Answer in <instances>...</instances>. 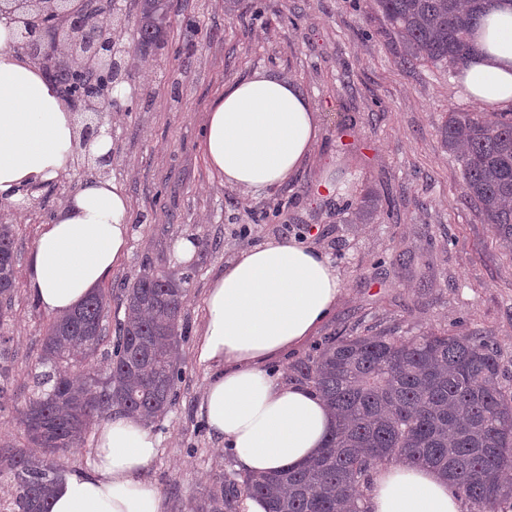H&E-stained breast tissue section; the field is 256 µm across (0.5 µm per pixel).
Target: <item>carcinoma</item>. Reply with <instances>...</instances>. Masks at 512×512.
<instances>
[{
  "label": "carcinoma",
  "instance_id": "1",
  "mask_svg": "<svg viewBox=\"0 0 512 512\" xmlns=\"http://www.w3.org/2000/svg\"><path fill=\"white\" fill-rule=\"evenodd\" d=\"M410 63L455 70L471 52L483 0H371ZM170 0H138V48L163 43ZM457 153L462 196L512 254V112L453 108L440 130ZM13 225L0 224V318L15 288ZM188 277L150 267L123 285L125 319L110 331L112 290L98 289L45 327L31 373L35 391L18 412L27 445L1 455L13 477L10 512H49L60 461L94 421L114 410L162 418L181 376L173 349L186 339ZM338 421L320 453L299 466L242 480L266 512H368L371 471L399 460L435 469L470 512H512V384L487 336L458 328L397 336L382 330L328 336L293 365ZM237 488H210L190 512H224Z\"/></svg>",
  "mask_w": 512,
  "mask_h": 512
}]
</instances>
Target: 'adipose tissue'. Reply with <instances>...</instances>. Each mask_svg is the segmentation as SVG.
<instances>
[{"label":"adipose tissue","instance_id":"ef3b65f1","mask_svg":"<svg viewBox=\"0 0 512 512\" xmlns=\"http://www.w3.org/2000/svg\"><path fill=\"white\" fill-rule=\"evenodd\" d=\"M0 5V200L15 202L74 165L82 125L54 80L17 47L18 17ZM473 51L459 73L464 94L486 112L512 109V0H487ZM320 114L296 82L263 71L235 78L212 102L201 150L225 184L256 194L293 176L320 136ZM130 200L113 179L83 180L43 225L27 288L47 314L73 311L111 279L131 236ZM342 281L320 250L270 240L227 262L206 299L198 358L211 373L199 405L208 430L252 475L305 463L333 428L310 388L269 375L267 364L313 336ZM151 429L113 413L97 428L87 469L55 485L51 512H162L147 476L157 454ZM369 512H465L435 470L376 467Z\"/></svg>","mask_w":512,"mask_h":512}]
</instances>
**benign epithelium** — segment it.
I'll list each match as a JSON object with an SVG mask.
<instances>
[{"label":"benign epithelium","instance_id":"7a95c632","mask_svg":"<svg viewBox=\"0 0 512 512\" xmlns=\"http://www.w3.org/2000/svg\"><path fill=\"white\" fill-rule=\"evenodd\" d=\"M36 17L21 18L18 46L60 86L74 106L97 115L84 125L79 148L89 150L101 134L103 114L117 102L114 96L126 75L128 50L114 37V28L96 23L102 13L114 11L115 0H83L74 9L70 0H35ZM67 32L75 61L63 64L59 36Z\"/></svg>","mask_w":512,"mask_h":512}]
</instances>
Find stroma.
<instances>
[{
  "instance_id": "obj_1",
  "label": "stroma",
  "mask_w": 512,
  "mask_h": 512,
  "mask_svg": "<svg viewBox=\"0 0 512 512\" xmlns=\"http://www.w3.org/2000/svg\"><path fill=\"white\" fill-rule=\"evenodd\" d=\"M170 4L166 42L143 53L134 47L136 2L117 0V39L133 63L105 117L108 175L128 194L134 224L108 286L121 288L147 265L191 276L177 397L152 426L159 448L148 467L163 512H188L209 487L243 479L198 409L208 370L196 346L209 285L225 262L281 239V225L295 224L340 273L341 296L315 336L271 363L282 379L324 337L369 327H394L402 336L466 327L494 338L511 376L512 256L466 206L460 166L441 143L449 110L472 108V101L444 69L406 63L368 0H240L231 15L224 0ZM256 71L297 81L321 114L309 159L264 195L225 185L199 147L206 111L225 82ZM95 172L76 161L25 203L0 206V224L14 227L16 253L11 310L0 319L10 352L0 378V449L23 442L16 417L33 393L31 364L49 321L28 292L29 255L42 224ZM328 174L342 185L330 196L319 188ZM351 198L369 199V212L347 207ZM244 224L255 227L246 239L239 235ZM181 238L197 246L191 261L175 256Z\"/></svg>"
}]
</instances>
